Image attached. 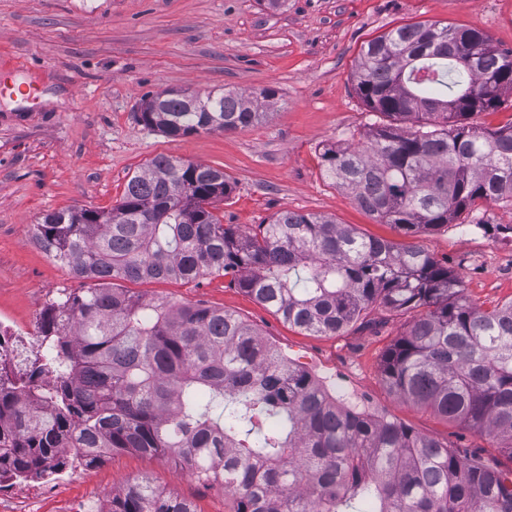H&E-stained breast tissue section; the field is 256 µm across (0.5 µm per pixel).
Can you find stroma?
<instances>
[{"mask_svg":"<svg viewBox=\"0 0 512 512\" xmlns=\"http://www.w3.org/2000/svg\"><path fill=\"white\" fill-rule=\"evenodd\" d=\"M412 22L477 28L512 51V0H0V322L37 333L47 306L87 285L35 242L42 214L111 209L128 179L161 155L224 170L235 188L216 212L241 230L290 210L399 240L325 178L321 152L360 146L376 120L353 88L360 48ZM171 89L275 96L254 126L171 138L138 121L149 96ZM417 242L460 276L473 303L512 299V204L477 202L459 223ZM136 289L232 311L332 396L359 393L369 412L512 469L490 437L385 387L382 357L408 316L377 307L339 335L318 336L289 326L224 277ZM142 474L199 512H225L221 487H202L170 459L128 451L79 470L67 492L107 500Z\"/></svg>","mask_w":512,"mask_h":512,"instance_id":"obj_1","label":"stroma"}]
</instances>
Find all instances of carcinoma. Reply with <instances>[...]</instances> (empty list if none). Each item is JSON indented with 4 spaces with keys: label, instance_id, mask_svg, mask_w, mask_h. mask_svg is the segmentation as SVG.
<instances>
[{
    "label": "carcinoma",
    "instance_id": "obj_1",
    "mask_svg": "<svg viewBox=\"0 0 512 512\" xmlns=\"http://www.w3.org/2000/svg\"><path fill=\"white\" fill-rule=\"evenodd\" d=\"M354 89L382 121L366 147L327 145L323 172L404 240L283 211L242 231L213 211L224 171L150 161L110 210L63 208L34 236L94 288L47 307L40 345L0 372V479L73 466L82 448L169 457L230 512H512V477L385 415L336 402L232 312L147 298L116 282L230 277L284 322L337 335L380 304L410 315L381 378L398 398L497 440L512 459V300L484 309L417 242L478 201L512 203V122H470L512 95V51L484 32L405 23L364 43ZM267 113L232 91L191 109L168 90L139 121L167 137L230 131ZM111 512H197L147 475Z\"/></svg>",
    "mask_w": 512,
    "mask_h": 512
}]
</instances>
